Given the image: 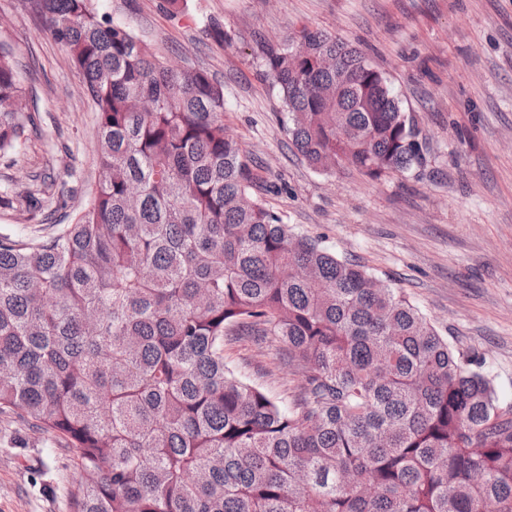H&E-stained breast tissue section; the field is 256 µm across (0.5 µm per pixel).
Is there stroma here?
Instances as JSON below:
<instances>
[{
    "instance_id": "stroma-1",
    "label": "stroma",
    "mask_w": 512,
    "mask_h": 512,
    "mask_svg": "<svg viewBox=\"0 0 512 512\" xmlns=\"http://www.w3.org/2000/svg\"><path fill=\"white\" fill-rule=\"evenodd\" d=\"M176 69L224 86V124L261 167L258 192L295 232L361 263L476 358L512 410V0H90ZM363 51L420 129L426 162L371 180L315 172L288 148V114L261 65L263 42L300 25ZM224 30L216 41L212 28ZM37 125L0 160V234L30 240L71 223L99 180L97 114L83 73L30 0H0ZM43 173L42 208L21 204ZM227 365L281 405L298 383L257 346L224 344ZM75 458L54 434L0 414V512H71Z\"/></svg>"
}]
</instances>
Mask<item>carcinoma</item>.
Segmentation results:
<instances>
[{"mask_svg": "<svg viewBox=\"0 0 512 512\" xmlns=\"http://www.w3.org/2000/svg\"><path fill=\"white\" fill-rule=\"evenodd\" d=\"M86 79L100 178L59 233L0 235V413L57 434L73 512H512V417L420 310L254 191L224 85L89 0H36ZM264 72L312 169L423 163L365 54L303 25ZM0 40V158L35 128ZM301 374L285 409L224 361L233 329Z\"/></svg>", "mask_w": 512, "mask_h": 512, "instance_id": "obj_1", "label": "carcinoma"}]
</instances>
